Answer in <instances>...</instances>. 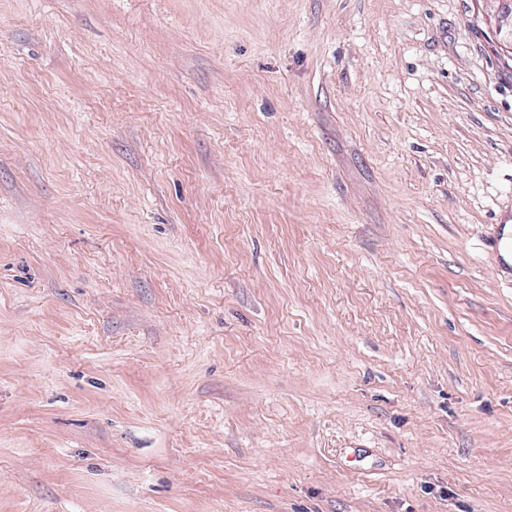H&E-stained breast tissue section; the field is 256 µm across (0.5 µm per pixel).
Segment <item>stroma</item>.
I'll return each instance as SVG.
<instances>
[{
	"label": "stroma",
	"instance_id": "obj_1",
	"mask_svg": "<svg viewBox=\"0 0 512 512\" xmlns=\"http://www.w3.org/2000/svg\"><path fill=\"white\" fill-rule=\"evenodd\" d=\"M496 0H0V512H512Z\"/></svg>",
	"mask_w": 512,
	"mask_h": 512
}]
</instances>
